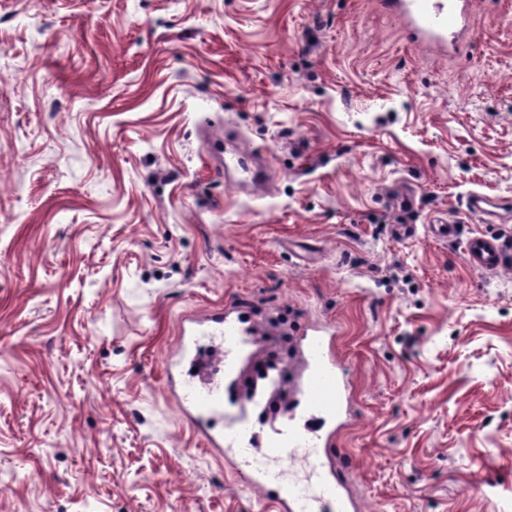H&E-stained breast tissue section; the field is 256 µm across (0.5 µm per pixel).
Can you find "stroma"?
Listing matches in <instances>:
<instances>
[{"instance_id": "35a3bbf8", "label": "stroma", "mask_w": 512, "mask_h": 512, "mask_svg": "<svg viewBox=\"0 0 512 512\" xmlns=\"http://www.w3.org/2000/svg\"><path fill=\"white\" fill-rule=\"evenodd\" d=\"M244 144L263 187L212 174ZM471 192L512 200V0L441 54L377 0H0V512H270L166 385L237 303L333 330L360 512H512V271L463 254L512 214ZM505 206L504 203L494 201L486 194L472 192L467 196L466 208L472 215L479 217L484 224H494L498 210Z\"/></svg>"}]
</instances>
